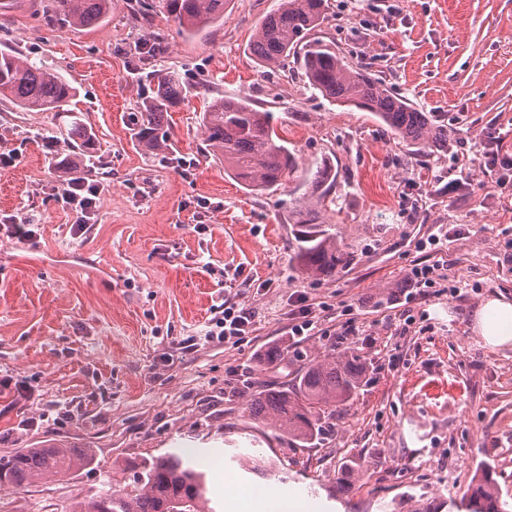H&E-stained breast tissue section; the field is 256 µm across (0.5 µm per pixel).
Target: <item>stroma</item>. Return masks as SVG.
<instances>
[{
    "label": "stroma",
    "mask_w": 512,
    "mask_h": 512,
    "mask_svg": "<svg viewBox=\"0 0 512 512\" xmlns=\"http://www.w3.org/2000/svg\"><path fill=\"white\" fill-rule=\"evenodd\" d=\"M277 4L228 0L223 23L191 38L160 0H112L99 28L46 25L43 0L0 11V49L77 87L99 147L86 178L101 188L93 231L75 236V212L53 195L69 179L55 164L69 117L0 103V152L15 153L0 168V218L39 227L33 241L0 235V457L62 446L96 458L0 491V512H72L105 489H133L137 462L185 448L216 512H238V491L262 484L302 512H457L483 465L512 512V347L473 329L489 298L512 299V0H328L320 36L451 128L447 146L423 151L371 113L328 102L295 57L258 67L246 46ZM161 34L167 47L153 52ZM169 71L193 94L169 113L172 150L148 155L130 130L151 75ZM220 94L272 113L296 159L277 190L247 192L205 152L199 113ZM325 160L338 200L323 220L354 259L319 280L294 259L290 203ZM441 226V252L421 248ZM439 257L447 281L396 303L412 268ZM223 303L254 315L240 343L204 339ZM303 304L320 330L294 338ZM274 347L277 366L265 359ZM330 353L368 372L320 440L300 447L250 416L253 390ZM242 450L284 461L287 474L245 472Z\"/></svg>",
    "instance_id": "35a3bbf8"
}]
</instances>
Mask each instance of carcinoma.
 Segmentation results:
<instances>
[{"mask_svg": "<svg viewBox=\"0 0 512 512\" xmlns=\"http://www.w3.org/2000/svg\"><path fill=\"white\" fill-rule=\"evenodd\" d=\"M226 0H163L165 12L181 34L192 35L224 19ZM326 0H279L249 41L248 50L263 69L288 56L300 60L310 86L332 103L372 113L398 138L421 147L448 144V125L434 122L395 94L385 80L368 68L352 65L336 45L315 36L326 19ZM112 10V0H46L50 25H101ZM189 91L170 72L157 75L153 95L142 102L135 122L137 146L157 154L172 146L168 112ZM74 87L60 72L39 66L29 57L0 51V100L18 112H61L76 97ZM201 141L206 151L224 159L228 171L243 187L266 191L280 184L295 168L287 141L280 137L271 113L260 111L240 96H218L200 116ZM67 139L73 153L57 161L72 168L75 157L95 158L97 137L73 116ZM336 175L330 164L319 166L307 197L293 206L296 256L308 273L330 278L350 265L353 253L337 241L336 225L320 220L322 211L336 204ZM366 365L351 356H326L302 367L297 376L279 385L251 392V416L273 427L291 441L310 443L322 432L326 410L349 401L360 388ZM94 460L91 448H21L0 457V490H22L51 476L80 470ZM139 488L113 490L89 503H77L73 512H214L206 507V473L185 453H166L139 464ZM466 512H501L498 484L490 468L475 471L461 494Z\"/></svg>", "mask_w": 512, "mask_h": 512, "instance_id": "carcinoma-1", "label": "carcinoma"}]
</instances>
